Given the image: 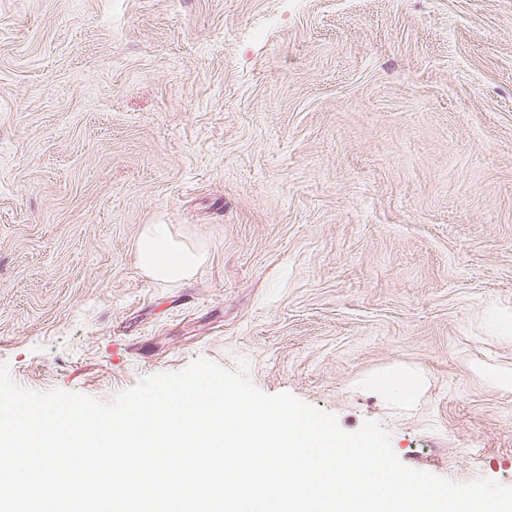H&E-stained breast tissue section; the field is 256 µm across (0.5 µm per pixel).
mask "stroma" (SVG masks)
I'll return each instance as SVG.
<instances>
[{"label":"stroma","instance_id":"stroma-1","mask_svg":"<svg viewBox=\"0 0 512 512\" xmlns=\"http://www.w3.org/2000/svg\"><path fill=\"white\" fill-rule=\"evenodd\" d=\"M208 259L150 281L145 225ZM512 0H0V363L198 358L512 486ZM417 371L418 400L375 391Z\"/></svg>","mask_w":512,"mask_h":512}]
</instances>
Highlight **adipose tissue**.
Here are the masks:
<instances>
[{"instance_id":"1","label":"adipose tissue","mask_w":512,"mask_h":512,"mask_svg":"<svg viewBox=\"0 0 512 512\" xmlns=\"http://www.w3.org/2000/svg\"><path fill=\"white\" fill-rule=\"evenodd\" d=\"M137 263L151 281L175 284L192 277L207 254L178 240L171 225H145L136 242Z\"/></svg>"}]
</instances>
